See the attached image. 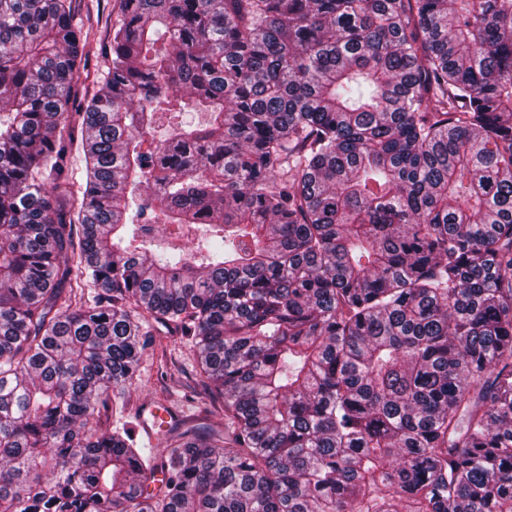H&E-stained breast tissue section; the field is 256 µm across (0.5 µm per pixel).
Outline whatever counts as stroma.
Listing matches in <instances>:
<instances>
[{"mask_svg":"<svg viewBox=\"0 0 512 512\" xmlns=\"http://www.w3.org/2000/svg\"><path fill=\"white\" fill-rule=\"evenodd\" d=\"M198 373V355L193 344L185 337L158 329L152 345L141 357L124 397L115 399L102 410L103 427L114 431L134 428L140 446L155 447L157 438L137 427L140 410L147 404L168 411L175 422L204 418L215 426H223V401L210 397L200 387Z\"/></svg>","mask_w":512,"mask_h":512,"instance_id":"obj_1","label":"stroma"}]
</instances>
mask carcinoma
<instances>
[{
  "label": "carcinoma",
  "instance_id": "cac0c4a2",
  "mask_svg": "<svg viewBox=\"0 0 512 512\" xmlns=\"http://www.w3.org/2000/svg\"><path fill=\"white\" fill-rule=\"evenodd\" d=\"M114 7L82 98L73 0H0V512H512V0ZM158 324L228 423L138 448ZM108 59L105 55V50L100 46L93 45V49L90 52L87 66L85 70L81 69L79 84L86 87L89 91H93L97 88L96 80L102 78L107 71Z\"/></svg>",
  "mask_w": 512,
  "mask_h": 512
}]
</instances>
